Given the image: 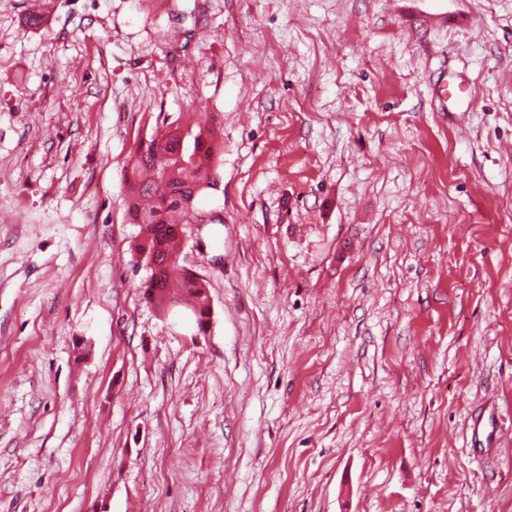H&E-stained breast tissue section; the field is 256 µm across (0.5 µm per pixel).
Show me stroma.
I'll use <instances>...</instances> for the list:
<instances>
[{
  "label": "stroma",
  "instance_id": "35a3bbf8",
  "mask_svg": "<svg viewBox=\"0 0 512 512\" xmlns=\"http://www.w3.org/2000/svg\"><path fill=\"white\" fill-rule=\"evenodd\" d=\"M29 2L0 0V512H512V0ZM161 112L224 143L222 220L179 237L203 333L145 301L125 216Z\"/></svg>",
  "mask_w": 512,
  "mask_h": 512
}]
</instances>
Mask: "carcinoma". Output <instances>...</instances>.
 Listing matches in <instances>:
<instances>
[{"label":"carcinoma","mask_w":512,"mask_h":512,"mask_svg":"<svg viewBox=\"0 0 512 512\" xmlns=\"http://www.w3.org/2000/svg\"><path fill=\"white\" fill-rule=\"evenodd\" d=\"M152 147L136 148L127 162V216L141 228L137 245L146 264L159 268L161 277L149 276L143 282V295L152 303L151 289L165 297L181 288L202 298V283L175 254L177 227L196 224L202 210L200 198L212 188V175L220 167L221 146L214 133L194 130L181 122V116L168 114L156 122L148 136Z\"/></svg>","instance_id":"carcinoma-1"}]
</instances>
